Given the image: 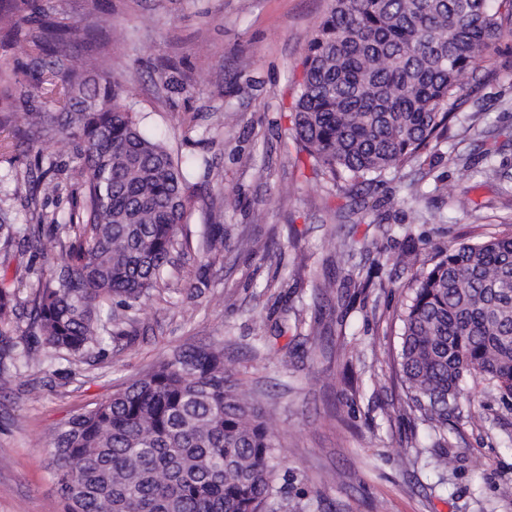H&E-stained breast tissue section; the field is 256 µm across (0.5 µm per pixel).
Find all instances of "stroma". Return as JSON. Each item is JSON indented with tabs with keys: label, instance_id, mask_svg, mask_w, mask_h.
<instances>
[{
	"label": "stroma",
	"instance_id": "1",
	"mask_svg": "<svg viewBox=\"0 0 512 512\" xmlns=\"http://www.w3.org/2000/svg\"><path fill=\"white\" fill-rule=\"evenodd\" d=\"M329 0H29L77 33L67 53L82 79L111 75L142 127L193 161L194 206L183 232L224 227V255L200 268L182 256L125 332L83 362L19 365L0 386V512H60L51 470L54 429L111 397L176 350L224 345L232 379L250 390L277 446V512H512V410L482 380L448 419V466L434 434L412 423L394 362L402 292L438 248L512 224V39L467 76L448 140L370 188L333 187L287 145L302 60ZM492 150L499 172L463 167ZM54 162L63 183L33 199L30 170ZM412 206L368 210L404 197ZM81 195L76 164L56 138L0 131V218L32 208L65 215ZM470 201L460 210L458 198ZM357 240L348 264L334 246ZM59 248L0 244V281L27 302ZM380 267H373V260ZM372 275L363 293L345 285ZM336 281L316 294L317 280ZM38 388V400L27 392Z\"/></svg>",
	"mask_w": 512,
	"mask_h": 512
}]
</instances>
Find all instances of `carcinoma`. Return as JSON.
Returning a JSON list of instances; mask_svg holds the SVG:
<instances>
[{"instance_id":"1","label":"carcinoma","mask_w":512,"mask_h":512,"mask_svg":"<svg viewBox=\"0 0 512 512\" xmlns=\"http://www.w3.org/2000/svg\"><path fill=\"white\" fill-rule=\"evenodd\" d=\"M512 0H331L310 39L290 136L313 172L366 183L448 139L460 79L512 34ZM24 35L35 84L28 111L0 108V128L60 136L83 196L68 215L2 224L0 238L60 248L26 310L33 343L12 337L22 304L0 286V376L40 350L80 360L112 330V305L134 310L169 286L192 197V162L147 134L104 75L93 92L61 63L72 30L48 15ZM50 165L37 187L59 193ZM224 253L210 228L202 258ZM399 375L414 419L445 428L467 380H486L512 409V229L437 251L400 312ZM276 445L260 407L224 367V346L176 352L112 397L71 416L50 454L62 512H274Z\"/></svg>"}]
</instances>
